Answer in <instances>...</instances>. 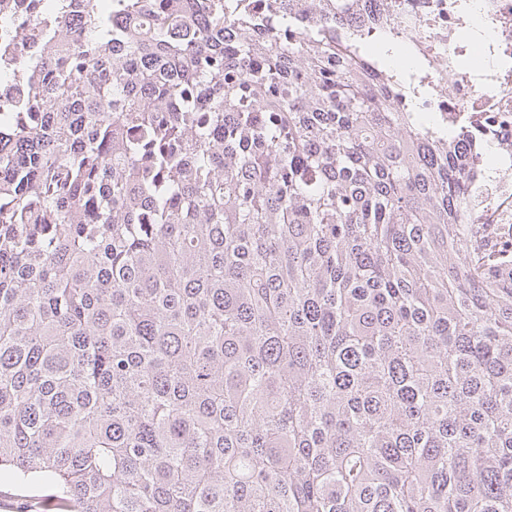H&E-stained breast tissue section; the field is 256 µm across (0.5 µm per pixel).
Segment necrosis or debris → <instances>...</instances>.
Returning <instances> with one entry per match:
<instances>
[{
	"instance_id": "4bbe7bcc",
	"label": "necrosis or debris",
	"mask_w": 512,
	"mask_h": 512,
	"mask_svg": "<svg viewBox=\"0 0 512 512\" xmlns=\"http://www.w3.org/2000/svg\"><path fill=\"white\" fill-rule=\"evenodd\" d=\"M44 0H0V73L21 69L48 46L25 36ZM376 34L429 62L431 90L411 109L457 125L480 123L499 166L483 190L486 224L512 223V0H363Z\"/></svg>"
}]
</instances>
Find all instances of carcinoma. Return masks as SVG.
<instances>
[{"instance_id": "carcinoma-1", "label": "carcinoma", "mask_w": 512, "mask_h": 512, "mask_svg": "<svg viewBox=\"0 0 512 512\" xmlns=\"http://www.w3.org/2000/svg\"><path fill=\"white\" fill-rule=\"evenodd\" d=\"M359 0H46L0 117V473L52 512H512V224Z\"/></svg>"}]
</instances>
